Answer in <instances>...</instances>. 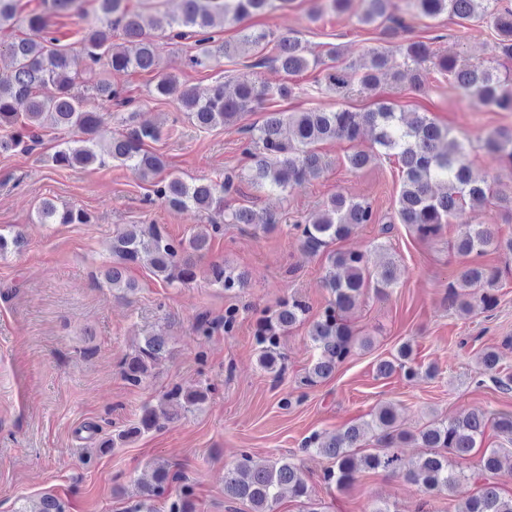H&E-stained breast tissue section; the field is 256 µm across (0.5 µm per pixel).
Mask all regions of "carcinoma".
I'll use <instances>...</instances> for the list:
<instances>
[{
  "label": "carcinoma",
  "instance_id": "carcinoma-1",
  "mask_svg": "<svg viewBox=\"0 0 512 512\" xmlns=\"http://www.w3.org/2000/svg\"><path fill=\"white\" fill-rule=\"evenodd\" d=\"M43 8L20 10V0H0V31L21 30L23 35L0 40V59L10 60L14 74L8 81L0 80V127L10 134L0 138V152L28 153L42 139V131L76 130L78 139L59 145L52 162L60 168L105 167L114 162L126 166L144 178L161 174L166 164L158 154L145 148V142L155 140L159 131L148 126H132L109 136L102 125L99 110L74 92L81 75L76 61L93 69L104 66L115 74L129 71L159 72L151 93L172 98L180 111L199 128L207 130L218 125L235 123L246 113L274 99H286L295 94V87L280 84L271 87L253 75L237 79L232 91L224 83L214 84L206 95L181 84L175 77L160 72L159 44L147 31L143 14L129 7V0H94L95 16L80 41L78 51L58 44L50 23L53 12H80L83 0H42ZM352 0H321L316 18L330 11L343 13ZM363 11L358 22L371 26L387 22V31L396 34L403 20L387 15L390 0H362ZM417 15L448 20L460 27L487 18L497 34L494 49L512 59V0H409ZM274 6V0H181V15L167 22L170 40L195 39L200 51L189 56L188 65L194 70L213 67L220 59L233 58L245 51L261 52L271 42L268 30L245 32L231 43L221 37L216 20H239L262 13ZM120 35L123 44L112 38ZM276 53L271 62L287 74H297L316 68L320 60L309 58L302 43L290 37L276 41ZM432 63L448 76L451 84L463 95L486 107L512 110V76H501L497 69L466 58L431 54L428 44L412 41L389 50L371 49L358 65H328L316 80L319 88L341 97L354 92L377 89L382 79H396L401 69L411 75L418 90L425 87L426 63ZM93 97L116 101L120 92L110 81L96 83ZM374 131V145L347 156L353 169H362L381 159L397 158L402 169L398 196V222L408 225L421 239L440 235L443 226L457 219L465 206L483 204L491 186L483 176L472 170L465 142L449 137L448 129L434 123L423 112H402L390 102H381L368 112L346 108L334 111L269 112L262 123L249 129V141L242 154L245 165L238 178L187 180L170 173L154 183V200L171 209L195 208L208 215H217L229 224H257L267 230L276 218L259 213L252 206L240 203L230 206L227 197L237 194L247 197L236 182L247 184L256 191L285 194L288 188L305 179L318 177L330 165L317 152L323 141L357 140L365 128ZM484 147L499 152L512 165V131L496 130L484 139ZM39 224H87V214L81 209L59 208L53 200L44 199L36 210ZM375 215L370 203L342 193L332 196L313 218L294 225L302 247L312 253H327L330 265L342 274H329L325 286L330 299L323 311L309 318V306L290 295L275 311L257 321L256 343L260 347V367L273 378L281 376L286 356L281 351V338L291 327L308 323V338L314 350L311 364L305 369L301 383L314 387L329 378L336 367L350 354L355 345L367 348L370 341L357 339L349 324L348 314L364 293L371 289L379 296L389 294L396 284L394 261L379 266L371 264L370 255L363 251L329 250L331 244L345 239L359 224H372ZM224 225L217 221L192 231L179 240L168 235L157 224L143 234L137 225H127L112 234L109 246L112 264L103 273L112 295L125 298L135 284L125 277L130 264L147 263L154 275L168 284H186L195 277L198 261L204 259L210 242L223 233ZM25 241L21 231L0 232V258L17 251ZM461 256L482 255L502 249L512 255V239L502 242L489 224H470L453 244ZM211 284L226 291L245 285L244 276L224 267L222 262L210 263ZM500 270L483 265L464 266L454 281L448 283V299L462 314L475 307L488 311L497 305L495 291ZM170 354L169 342L163 336H147L138 348L122 361V374L133 385H140L151 371ZM413 344H401L391 359L377 363L376 374L388 378L400 372L407 379L419 373L412 365ZM500 355L496 348L487 347L478 354L483 372L492 375L504 390L512 391V374L500 375ZM208 388L186 391L174 386L161 398L160 408L145 405L137 417L124 428L99 443L101 451L120 448L132 439L162 425L159 413L175 419L187 415L205 403ZM506 439L508 448H487L477 464V472L469 474L462 463L479 447L487 428ZM369 429L387 448H395L408 440L418 441L429 449L416 464L406 469L396 452H357L358 443ZM333 462L322 481L328 486L345 488L361 470L384 471L400 475L426 494L446 493L460 498L457 512H512V496H505L492 477L503 467V457H512V414L502 413L489 418L482 413H469L448 420H434L418 434L411 435L396 428V411L388 403L378 405L371 420L352 424L342 431L323 438L308 437L303 445ZM483 479L481 488L473 494H462L461 488L470 479ZM179 479L169 467L155 468L152 482L139 489L138 500L129 512H158L156 502L164 501L166 512H196V498L189 485L171 493V485ZM295 498L311 500L308 481L301 467L283 456L275 460H256L249 454L224 469V498L245 502L250 512H275L283 490ZM16 512H65V504L47 494L32 508Z\"/></svg>",
  "mask_w": 512,
  "mask_h": 512
}]
</instances>
